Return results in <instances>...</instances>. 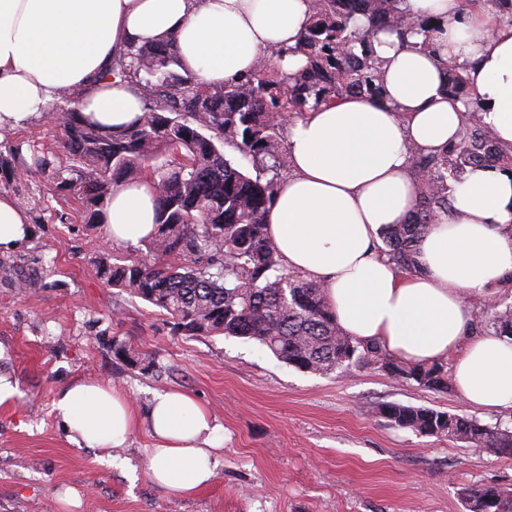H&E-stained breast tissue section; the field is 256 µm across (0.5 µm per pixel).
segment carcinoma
<instances>
[{"label":"carcinoma","instance_id":"1","mask_svg":"<svg viewBox=\"0 0 512 512\" xmlns=\"http://www.w3.org/2000/svg\"><path fill=\"white\" fill-rule=\"evenodd\" d=\"M398 2L312 0L311 22L296 47L279 53L278 68L263 62L254 74L223 87L206 86L185 71L170 42L131 44L113 59L111 74L135 81L147 109L140 121L114 131L74 111L50 114L63 131L67 155L63 162L54 154L36 156L34 165L52 173L57 189L86 208L90 223L102 222L112 186L142 177L157 183V224L143 241L151 259L113 260L101 253L98 276L158 308L176 335L252 339L279 361L316 373L367 361L420 386L447 388L438 365H411L376 343L345 335L324 288L286 270L263 224L287 164L280 129L306 109L343 95L380 93V60L370 33L404 34L411 23ZM288 55L305 57V65L288 70ZM446 91L470 97L453 68ZM226 145L258 174L227 158ZM413 160L416 210L408 223L389 225L381 234V251L405 273L419 271L417 243L451 208L448 180L474 167L512 170V147L470 117L452 149L416 153ZM0 284L34 292L44 287L37 273L26 274L2 258ZM488 322L499 335L512 336V305L493 309ZM378 413L401 428L512 456V431L476 418L397 403L379 406ZM464 499L468 512H512V490L469 489Z\"/></svg>","mask_w":512,"mask_h":512}]
</instances>
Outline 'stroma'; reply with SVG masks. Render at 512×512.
Instances as JSON below:
<instances>
[{
    "label": "stroma",
    "mask_w": 512,
    "mask_h": 512,
    "mask_svg": "<svg viewBox=\"0 0 512 512\" xmlns=\"http://www.w3.org/2000/svg\"><path fill=\"white\" fill-rule=\"evenodd\" d=\"M62 141L46 117L0 129V194L22 198L33 226L15 256L46 283L33 294L0 285V375L18 389L0 403V512H466V490L512 489V458L376 411L400 403L512 429L511 408L476 410L455 388L430 390L367 362L312 373L254 341L176 335L157 308L107 286L98 252L131 258L134 245L103 240L51 173L19 178L9 166ZM79 381L111 383L140 408L174 388L192 395L224 427L212 482L185 498L157 486L144 428L114 449L120 468L69 443L53 402ZM68 488L79 504L65 509Z\"/></svg>",
    "instance_id": "1"
}]
</instances>
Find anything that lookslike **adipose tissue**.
Here are the masks:
<instances>
[{
    "mask_svg": "<svg viewBox=\"0 0 512 512\" xmlns=\"http://www.w3.org/2000/svg\"><path fill=\"white\" fill-rule=\"evenodd\" d=\"M311 0H0V128L22 127L61 93L89 121L133 124L136 87L107 78L128 44L168 40L186 70L219 87L252 73L305 32ZM420 28L372 36L380 95L347 94L307 110L288 131V176L266 213L283 264L326 291L345 335L411 363L453 356L457 393L473 408H512V343L476 332L471 294L512 277V172L475 168L451 182V211L418 244L421 272L396 270L379 251L383 225L417 204L414 153L456 144L465 106L445 91L465 68L474 110L512 145V23L467 0H403ZM158 194L143 178L113 186L103 236L136 243L155 231ZM31 234L25 209L0 195V252ZM69 442L103 452L149 427L152 480L175 496L211 483L224 428L188 393L155 394L147 412L103 382H79L54 401Z\"/></svg>",
    "mask_w": 512,
    "mask_h": 512,
    "instance_id": "1",
    "label": "adipose tissue"
}]
</instances>
